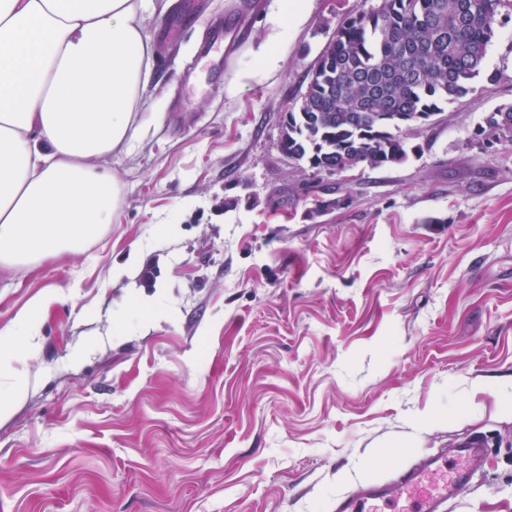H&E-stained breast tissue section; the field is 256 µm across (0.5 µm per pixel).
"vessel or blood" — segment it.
<instances>
[{"mask_svg":"<svg viewBox=\"0 0 512 512\" xmlns=\"http://www.w3.org/2000/svg\"><path fill=\"white\" fill-rule=\"evenodd\" d=\"M228 23L215 26L213 41L223 44L225 58H232L242 47L241 34L247 24L243 0H229ZM458 466L448 459L434 457L399 472L390 481L356 487L336 503V512H439L440 505L472 484L480 474L485 453L478 443L456 448Z\"/></svg>","mask_w":512,"mask_h":512,"instance_id":"vessel-or-blood-1","label":"vessel or blood"}]
</instances>
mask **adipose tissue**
Returning a JSON list of instances; mask_svg holds the SVG:
<instances>
[{
    "label": "adipose tissue",
    "mask_w": 512,
    "mask_h": 512,
    "mask_svg": "<svg viewBox=\"0 0 512 512\" xmlns=\"http://www.w3.org/2000/svg\"><path fill=\"white\" fill-rule=\"evenodd\" d=\"M156 0H0V265L79 252L112 222L100 167L131 152L153 77ZM47 298L0 330V374L35 345Z\"/></svg>",
    "instance_id": "1"
}]
</instances>
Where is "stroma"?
<instances>
[{"mask_svg": "<svg viewBox=\"0 0 512 512\" xmlns=\"http://www.w3.org/2000/svg\"><path fill=\"white\" fill-rule=\"evenodd\" d=\"M226 0H165L144 25L150 125L102 164L117 218L78 253L0 266V329L52 302L0 422V512H336L397 466L489 445L444 512H512V12L468 96L399 164L313 174L279 147L339 21L378 0H308L272 72L251 14L232 61L204 51ZM344 209L315 214L329 189ZM237 206L225 210V200ZM478 409L466 418L457 411ZM486 119V124L481 125V129L475 132V138L479 141V137L485 132L510 131L512 128V105L508 108H499L493 111Z\"/></svg>", "mask_w": 512, "mask_h": 512, "instance_id": "35a3bbf8", "label": "stroma"}]
</instances>
